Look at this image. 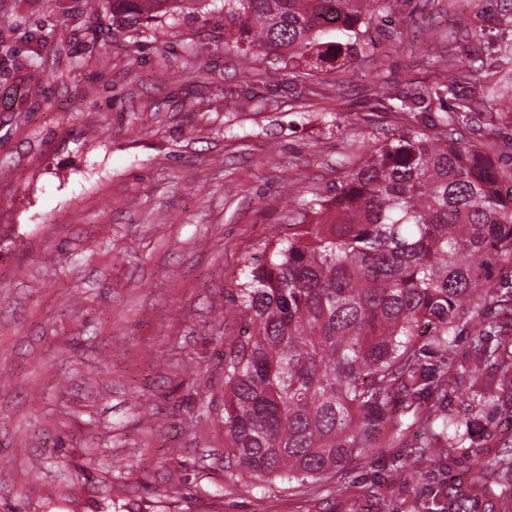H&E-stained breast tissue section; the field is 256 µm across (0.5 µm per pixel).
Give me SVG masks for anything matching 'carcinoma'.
<instances>
[{
    "label": "carcinoma",
    "instance_id": "carcinoma-1",
    "mask_svg": "<svg viewBox=\"0 0 512 512\" xmlns=\"http://www.w3.org/2000/svg\"><path fill=\"white\" fill-rule=\"evenodd\" d=\"M184 0H112L129 25L183 8ZM385 0H224V30L283 63L352 61L347 33ZM479 84L463 64L422 95L396 93L389 108L412 119L450 112L431 136L408 129L373 145L329 195L305 203L295 232L276 242L269 263L250 268L232 314L242 325L224 354V436L230 477L321 479L344 470L367 448H393L404 436L401 411L428 432L453 473L488 435L479 419L447 417L419 400L455 384L451 337L461 314L478 310L473 396L492 421L512 417V360L501 341L512 321V293L491 289L494 269L512 266V196L486 146L456 137L459 120L488 99L512 101V74L479 84L470 97L455 85ZM454 99L448 104V99ZM436 349L437 360L425 363ZM473 491L512 508V452L470 471Z\"/></svg>",
    "mask_w": 512,
    "mask_h": 512
}]
</instances>
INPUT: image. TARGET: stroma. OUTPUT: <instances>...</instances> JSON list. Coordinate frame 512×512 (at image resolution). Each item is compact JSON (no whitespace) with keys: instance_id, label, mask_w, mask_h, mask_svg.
Segmentation results:
<instances>
[{"instance_id":"1","label":"stroma","mask_w":512,"mask_h":512,"mask_svg":"<svg viewBox=\"0 0 512 512\" xmlns=\"http://www.w3.org/2000/svg\"><path fill=\"white\" fill-rule=\"evenodd\" d=\"M224 0L137 27L112 0H0V512H448L442 457L370 450L229 479L225 318L239 280L455 58L484 83L512 0H387L328 72L226 46ZM108 43L101 53L100 43ZM512 169V109L461 125ZM442 413L474 414L472 314Z\"/></svg>"}]
</instances>
